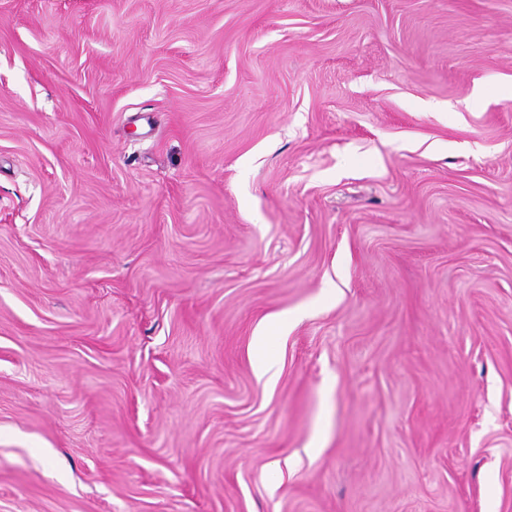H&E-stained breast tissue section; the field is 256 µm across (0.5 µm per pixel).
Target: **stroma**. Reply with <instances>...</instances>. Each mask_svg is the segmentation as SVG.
<instances>
[{"instance_id": "35a3bbf8", "label": "stroma", "mask_w": 512, "mask_h": 512, "mask_svg": "<svg viewBox=\"0 0 512 512\" xmlns=\"http://www.w3.org/2000/svg\"><path fill=\"white\" fill-rule=\"evenodd\" d=\"M0 512H512V0H0Z\"/></svg>"}]
</instances>
